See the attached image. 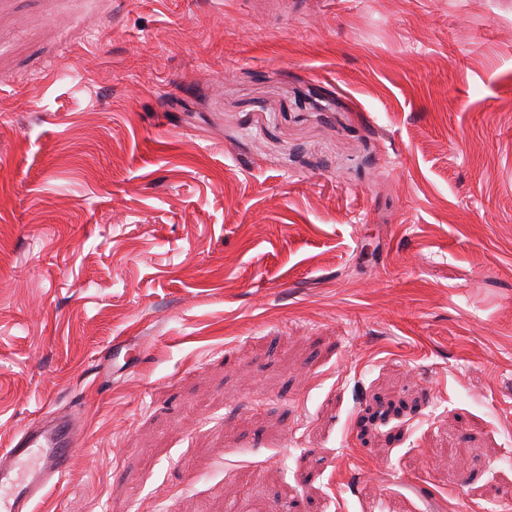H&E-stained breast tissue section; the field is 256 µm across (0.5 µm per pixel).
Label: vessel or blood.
I'll list each match as a JSON object with an SVG mask.
<instances>
[{"label": "vessel or blood", "instance_id": "b4317fda", "mask_svg": "<svg viewBox=\"0 0 512 512\" xmlns=\"http://www.w3.org/2000/svg\"><path fill=\"white\" fill-rule=\"evenodd\" d=\"M84 433L74 414L50 413L20 430L11 447L0 448V512H34L47 492L61 490Z\"/></svg>", "mask_w": 512, "mask_h": 512}]
</instances>
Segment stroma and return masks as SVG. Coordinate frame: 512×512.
Returning <instances> with one entry per match:
<instances>
[{"mask_svg": "<svg viewBox=\"0 0 512 512\" xmlns=\"http://www.w3.org/2000/svg\"><path fill=\"white\" fill-rule=\"evenodd\" d=\"M52 410L37 512H512V0H0V448Z\"/></svg>", "mask_w": 512, "mask_h": 512, "instance_id": "35a3bbf8", "label": "stroma"}]
</instances>
